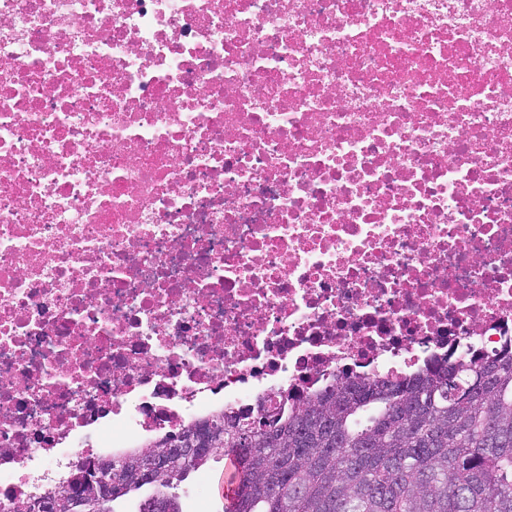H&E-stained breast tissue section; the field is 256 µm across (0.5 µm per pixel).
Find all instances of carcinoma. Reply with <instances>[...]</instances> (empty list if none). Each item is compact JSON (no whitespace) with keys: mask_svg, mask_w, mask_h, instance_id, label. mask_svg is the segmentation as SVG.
Returning <instances> with one entry per match:
<instances>
[{"mask_svg":"<svg viewBox=\"0 0 512 512\" xmlns=\"http://www.w3.org/2000/svg\"><path fill=\"white\" fill-rule=\"evenodd\" d=\"M224 413L211 428L239 462L224 512H512V351L446 361L415 378L349 381L273 413L241 447Z\"/></svg>","mask_w":512,"mask_h":512,"instance_id":"1","label":"carcinoma"}]
</instances>
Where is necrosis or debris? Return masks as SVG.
Instances as JSON below:
<instances>
[{
	"mask_svg": "<svg viewBox=\"0 0 512 512\" xmlns=\"http://www.w3.org/2000/svg\"><path fill=\"white\" fill-rule=\"evenodd\" d=\"M512 347V0H0V502Z\"/></svg>",
	"mask_w": 512,
	"mask_h": 512,
	"instance_id": "4bbe7bcc",
	"label": "necrosis or debris"
}]
</instances>
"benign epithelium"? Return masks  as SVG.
<instances>
[{
  "instance_id": "7a95c632",
  "label": "benign epithelium",
  "mask_w": 512,
  "mask_h": 512,
  "mask_svg": "<svg viewBox=\"0 0 512 512\" xmlns=\"http://www.w3.org/2000/svg\"><path fill=\"white\" fill-rule=\"evenodd\" d=\"M213 452L211 434L203 431L188 439L175 438L166 448L140 455L135 460L134 478L138 484L155 490L150 512H169L162 484L182 477L193 462ZM118 471L109 459L85 457L79 464L77 483L58 496L30 501V512H98L121 488Z\"/></svg>"
}]
</instances>
